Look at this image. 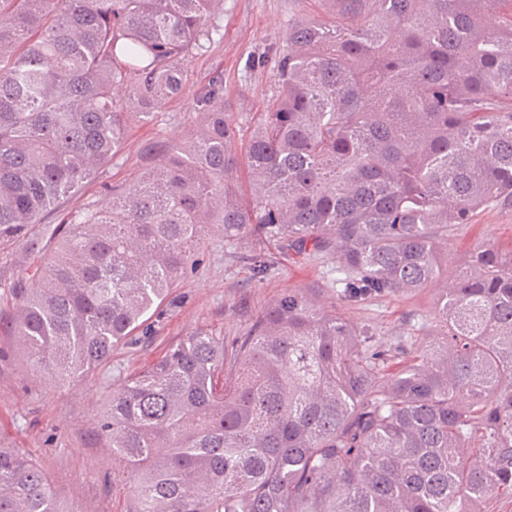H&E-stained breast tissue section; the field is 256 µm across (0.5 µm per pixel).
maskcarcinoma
Wrapping results in <instances>:
<instances>
[{
  "label": "carcinoma",
  "mask_w": 512,
  "mask_h": 512,
  "mask_svg": "<svg viewBox=\"0 0 512 512\" xmlns=\"http://www.w3.org/2000/svg\"><path fill=\"white\" fill-rule=\"evenodd\" d=\"M324 2L278 52L250 198L216 76L185 141L53 225L183 95L224 0H0V328L33 369L94 374L214 229L332 258L341 301L438 288L443 339L396 373L371 331L290 290L231 353L197 330L125 377L97 428L128 512H476L512 489V251L479 243L448 280L461 225L512 207V0ZM38 226L60 247L33 288L5 264L44 248ZM0 512H63L23 450L0 448Z\"/></svg>",
  "instance_id": "1"
}]
</instances>
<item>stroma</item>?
Segmentation results:
<instances>
[{"instance_id": "1", "label": "stroma", "mask_w": 512, "mask_h": 512, "mask_svg": "<svg viewBox=\"0 0 512 512\" xmlns=\"http://www.w3.org/2000/svg\"><path fill=\"white\" fill-rule=\"evenodd\" d=\"M330 17L324 0H224L213 43L186 67L185 94L158 109L152 120L131 126L123 152L66 203V210L106 205L104 185L129 184L144 172L146 145L185 140L196 124L194 94L213 76L224 80L226 112L240 129H250L276 92L274 51L282 47L289 24L299 18ZM479 242L512 248V207L481 211L462 225L448 243L452 261L464 259ZM258 251L274 259L272 270L262 277L255 275L250 261ZM332 266L330 258L294 255L269 241L248 239L229 247L221 233L212 232L199 266L179 282L169 302L153 316L150 330L136 334L132 344L113 349L109 362L93 376L65 384L51 373L30 372L15 337L0 331V448L32 454L64 512H127L128 491L112 480V463L95 420L107 411L110 394L122 378L142 370L189 332H213L223 337L225 347H232L284 292L311 288L320 306L335 308L352 324L370 328L378 345L394 350L390 371L402 367L397 347L412 352L434 341L439 330L435 289L342 305L327 285Z\"/></svg>"}]
</instances>
